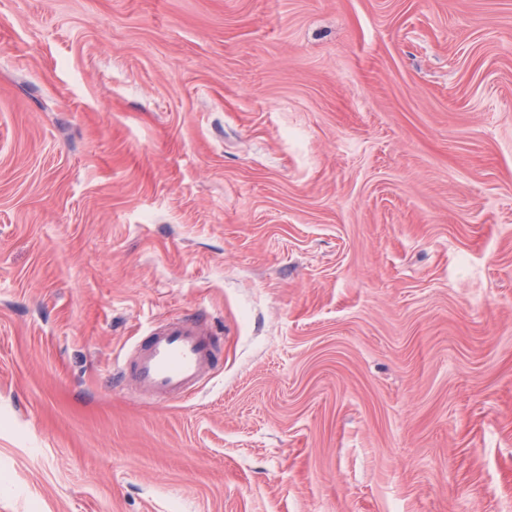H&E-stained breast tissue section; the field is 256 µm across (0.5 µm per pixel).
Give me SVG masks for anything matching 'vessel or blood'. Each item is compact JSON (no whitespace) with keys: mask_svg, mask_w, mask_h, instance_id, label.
<instances>
[{"mask_svg":"<svg viewBox=\"0 0 512 512\" xmlns=\"http://www.w3.org/2000/svg\"><path fill=\"white\" fill-rule=\"evenodd\" d=\"M212 352L204 329L181 317L154 326L131 357L132 380L144 396L168 400L195 388L207 375Z\"/></svg>","mask_w":512,"mask_h":512,"instance_id":"b4317fda","label":"vessel or blood"}]
</instances>
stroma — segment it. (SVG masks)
Here are the masks:
<instances>
[{
  "instance_id": "obj_1",
  "label": "stroma",
  "mask_w": 512,
  "mask_h": 512,
  "mask_svg": "<svg viewBox=\"0 0 512 512\" xmlns=\"http://www.w3.org/2000/svg\"><path fill=\"white\" fill-rule=\"evenodd\" d=\"M0 512H512V0H0ZM146 336L130 358L132 380L141 395L172 399L205 378L212 352L204 329L193 318L166 320Z\"/></svg>"
}]
</instances>
